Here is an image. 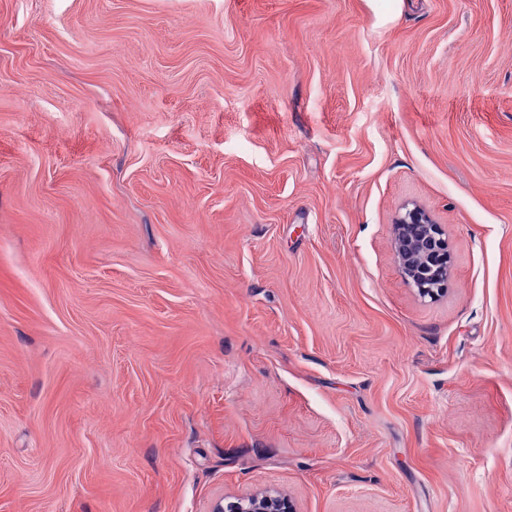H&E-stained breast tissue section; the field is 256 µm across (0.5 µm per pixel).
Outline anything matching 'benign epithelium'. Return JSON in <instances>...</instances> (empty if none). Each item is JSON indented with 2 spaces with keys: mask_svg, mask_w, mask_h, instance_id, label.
<instances>
[{
  "mask_svg": "<svg viewBox=\"0 0 512 512\" xmlns=\"http://www.w3.org/2000/svg\"><path fill=\"white\" fill-rule=\"evenodd\" d=\"M396 259L420 297L436 299L448 291L449 244L442 225L419 206L405 208L394 224ZM210 512H297L286 494L253 492L221 498Z\"/></svg>",
  "mask_w": 512,
  "mask_h": 512,
  "instance_id": "1",
  "label": "benign epithelium"
}]
</instances>
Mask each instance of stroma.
<instances>
[{
	"label": "stroma",
	"instance_id": "35a3bbf8",
	"mask_svg": "<svg viewBox=\"0 0 512 512\" xmlns=\"http://www.w3.org/2000/svg\"><path fill=\"white\" fill-rule=\"evenodd\" d=\"M264 488L512 512V0H0V512ZM396 259L421 298H439L448 291L449 244L441 224L419 206L405 208L394 224Z\"/></svg>",
	"mask_w": 512,
	"mask_h": 512
}]
</instances>
